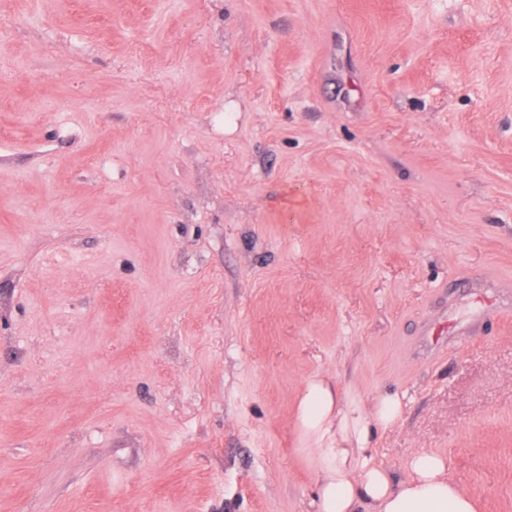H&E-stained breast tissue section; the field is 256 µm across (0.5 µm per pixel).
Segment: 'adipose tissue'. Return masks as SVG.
<instances>
[{
	"instance_id": "ef3b65f1",
	"label": "adipose tissue",
	"mask_w": 512,
	"mask_h": 512,
	"mask_svg": "<svg viewBox=\"0 0 512 512\" xmlns=\"http://www.w3.org/2000/svg\"><path fill=\"white\" fill-rule=\"evenodd\" d=\"M400 412L392 397L380 399L373 415L359 403L312 381L302 398L298 419L312 436L311 454L320 473L318 512H475L472 495L448 477V460L431 451L413 454L406 476L393 482L369 453L371 424H391Z\"/></svg>"
}]
</instances>
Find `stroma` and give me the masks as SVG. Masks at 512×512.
Instances as JSON below:
<instances>
[{
	"mask_svg": "<svg viewBox=\"0 0 512 512\" xmlns=\"http://www.w3.org/2000/svg\"><path fill=\"white\" fill-rule=\"evenodd\" d=\"M317 378L512 512V0H0V512H315Z\"/></svg>",
	"mask_w": 512,
	"mask_h": 512,
	"instance_id": "stroma-1",
	"label": "stroma"
}]
</instances>
